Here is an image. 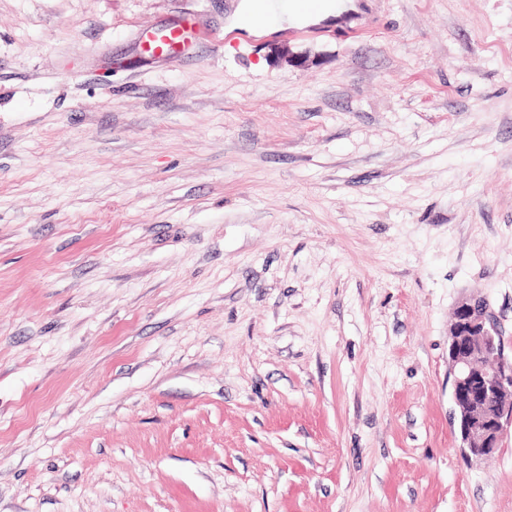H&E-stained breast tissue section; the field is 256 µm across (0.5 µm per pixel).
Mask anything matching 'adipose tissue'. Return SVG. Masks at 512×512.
<instances>
[{
  "label": "adipose tissue",
  "instance_id": "obj_1",
  "mask_svg": "<svg viewBox=\"0 0 512 512\" xmlns=\"http://www.w3.org/2000/svg\"><path fill=\"white\" fill-rule=\"evenodd\" d=\"M348 0H323L320 7L307 10L297 4H289L272 20L265 21L260 17L258 0H238L236 8L227 19L229 28H246L257 34H266L279 28L282 24L307 25L318 24L328 18L341 15L349 10Z\"/></svg>",
  "mask_w": 512,
  "mask_h": 512
}]
</instances>
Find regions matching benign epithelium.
I'll use <instances>...</instances> for the list:
<instances>
[{
	"label": "benign epithelium",
	"mask_w": 512,
	"mask_h": 512,
	"mask_svg": "<svg viewBox=\"0 0 512 512\" xmlns=\"http://www.w3.org/2000/svg\"><path fill=\"white\" fill-rule=\"evenodd\" d=\"M448 356L459 448L466 459L480 460L496 451L512 427V360L482 299L456 307Z\"/></svg>",
	"instance_id": "obj_1"
}]
</instances>
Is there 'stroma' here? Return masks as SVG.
I'll list each match as a JSON object with an SVG mask.
<instances>
[{"mask_svg": "<svg viewBox=\"0 0 512 512\" xmlns=\"http://www.w3.org/2000/svg\"><path fill=\"white\" fill-rule=\"evenodd\" d=\"M0 0V512H512V0ZM196 28L190 55L144 32ZM239 1L232 15L227 18L228 28H247L256 34L269 33L283 23L294 26L318 24L352 8V0H324L315 10L288 3V7H284L271 21H264L260 18V0ZM453 423L467 460L490 456L512 427V362L481 298L455 309L448 342ZM456 412L460 421L456 422Z\"/></svg>", "mask_w": 512, "mask_h": 512, "instance_id": "1", "label": "stroma"}]
</instances>
